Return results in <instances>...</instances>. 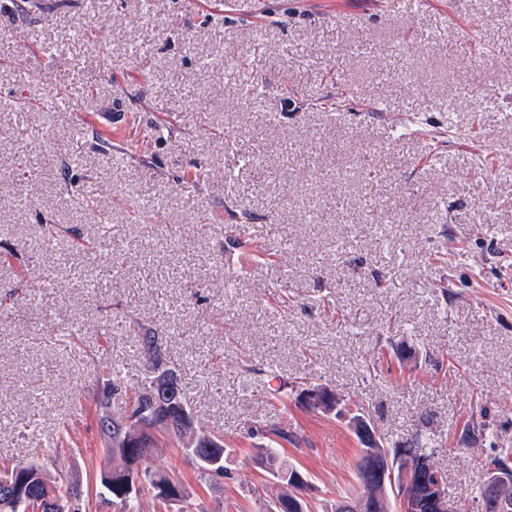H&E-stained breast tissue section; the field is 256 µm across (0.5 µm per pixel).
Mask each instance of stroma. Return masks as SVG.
I'll return each instance as SVG.
<instances>
[{"mask_svg": "<svg viewBox=\"0 0 512 512\" xmlns=\"http://www.w3.org/2000/svg\"><path fill=\"white\" fill-rule=\"evenodd\" d=\"M30 2L0 0V460L45 463L64 428L57 472L89 486L111 465L92 397L112 366L143 378L134 317L233 450L209 483L152 453L203 512L256 480L248 422L297 429L285 458L317 512L358 489L346 420L266 398L270 370L363 403L390 439L431 425L472 505L512 437V0ZM237 151L258 168L228 172ZM228 224L250 241L230 266ZM483 464L487 468L488 474L492 471L509 470L512 472V440L498 438V442L493 447V452L486 455Z\"/></svg>", "mask_w": 512, "mask_h": 512, "instance_id": "stroma-1", "label": "stroma"}]
</instances>
